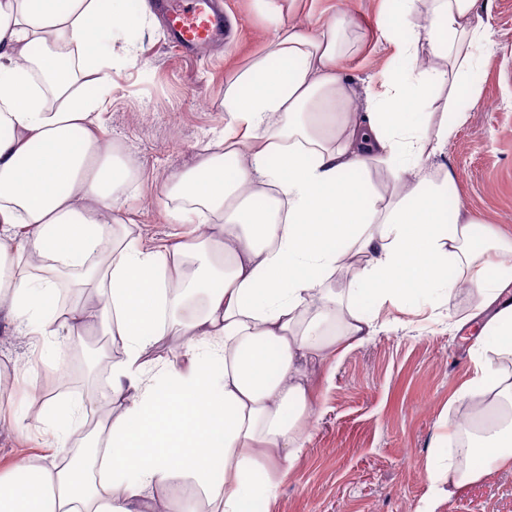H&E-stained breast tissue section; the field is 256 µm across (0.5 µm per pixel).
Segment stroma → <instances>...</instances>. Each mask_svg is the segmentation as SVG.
Returning <instances> with one entry per match:
<instances>
[{
	"mask_svg": "<svg viewBox=\"0 0 512 512\" xmlns=\"http://www.w3.org/2000/svg\"><path fill=\"white\" fill-rule=\"evenodd\" d=\"M223 6L229 31L202 53L173 48L152 18L132 34L136 63L110 72L103 137L122 145L137 165L136 181L115 201L114 214L130 220L140 244L171 232L178 203L166 196L169 175L196 164L222 132L225 88L273 34L259 0H223ZM477 19L489 23L496 42L491 50L474 48L482 58L473 76L480 93L460 100L466 121L425 164L454 176L449 216L477 218L476 238L490 227L512 239V0H494L491 14ZM291 21L311 30L333 24L355 37V50L340 66L358 90L386 78L395 49L380 38L390 21L382 0H303ZM491 100L496 110L487 109ZM478 302L476 291L458 290L450 303L435 298L416 312L385 304L381 316L391 321L390 330L311 364L310 440L258 512H417L429 501L435 512H512L508 467L491 468L452 497L432 496V444L444 432L443 419H459L462 408L454 398L474 372L473 339L451 325ZM84 347L98 355L94 371L58 370L48 356L37 375L19 383L18 393L37 387L46 373L57 376L62 394L100 395L116 354L97 337ZM45 438L39 424L24 439L13 426L0 425V468L19 452L42 454Z\"/></svg>",
	"mask_w": 512,
	"mask_h": 512,
	"instance_id": "stroma-1",
	"label": "stroma"
}]
</instances>
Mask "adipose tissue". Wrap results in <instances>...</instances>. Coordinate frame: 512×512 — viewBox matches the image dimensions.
<instances>
[{"label":"adipose tissue","instance_id":"ef3b65f1","mask_svg":"<svg viewBox=\"0 0 512 512\" xmlns=\"http://www.w3.org/2000/svg\"><path fill=\"white\" fill-rule=\"evenodd\" d=\"M262 2L277 28L224 91V150L170 177L186 204L167 239L141 246L112 211L132 168L100 114L108 68L136 59L131 44L114 58L112 41L143 26L151 0H0V319L43 341L99 330L122 351L108 410L0 395L1 423L43 422L56 449L0 471V512H171L179 481L204 512H256L306 447L308 364L377 335L386 301L449 300L460 281L480 301L475 372L456 399L484 391L489 424L449 423L432 481L452 494L512 463V372L486 356H512V239L474 251L473 218L448 221L451 173L421 171L422 107L443 103L440 147L465 120L456 99L479 94L472 48L491 39L478 0H384L382 36L405 63L361 112L336 28L304 30L282 0ZM82 74L95 92L77 88ZM377 163L401 182L391 196L373 190ZM171 334L185 339L177 360L158 353ZM456 439L461 474L446 461Z\"/></svg>","mask_w":512,"mask_h":512}]
</instances>
